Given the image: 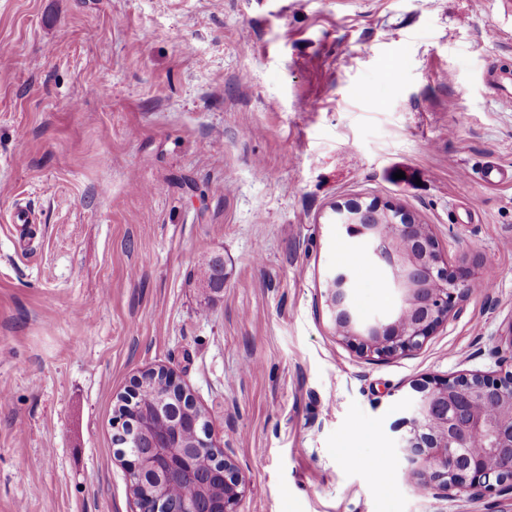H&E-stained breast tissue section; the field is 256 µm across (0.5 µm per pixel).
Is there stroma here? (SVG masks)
Returning <instances> with one entry per match:
<instances>
[{
  "mask_svg": "<svg viewBox=\"0 0 512 512\" xmlns=\"http://www.w3.org/2000/svg\"><path fill=\"white\" fill-rule=\"evenodd\" d=\"M505 75L512 0H0V512H132L112 418L150 367L238 467L237 512H512L419 492L392 429L413 383L512 355V185L481 184L512 166ZM373 199L478 274L379 360L326 297L368 251L330 208ZM349 270L359 316L396 309L386 267Z\"/></svg>",
  "mask_w": 512,
  "mask_h": 512,
  "instance_id": "35a3bbf8",
  "label": "stroma"
}]
</instances>
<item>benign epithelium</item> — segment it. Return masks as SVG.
Masks as SVG:
<instances>
[{"label":"benign epithelium","instance_id":"7a95c632","mask_svg":"<svg viewBox=\"0 0 512 512\" xmlns=\"http://www.w3.org/2000/svg\"><path fill=\"white\" fill-rule=\"evenodd\" d=\"M331 220L336 232L366 240L399 296L394 313L364 320L352 306L350 271L329 274L327 303L336 334L358 342L365 353L391 358L420 348L477 282L470 268H448L427 225L397 204H338ZM148 386L157 396L151 410L140 403ZM414 391L411 418L404 420L409 429L398 446L416 487L435 495L455 487L474 496L512 494V369L492 378L447 377ZM113 427L136 512H146V498L154 499V512H236L242 477L213 441L194 396L167 369L142 371L117 396ZM174 475L200 496L169 502L163 492Z\"/></svg>","mask_w":512,"mask_h":512}]
</instances>
